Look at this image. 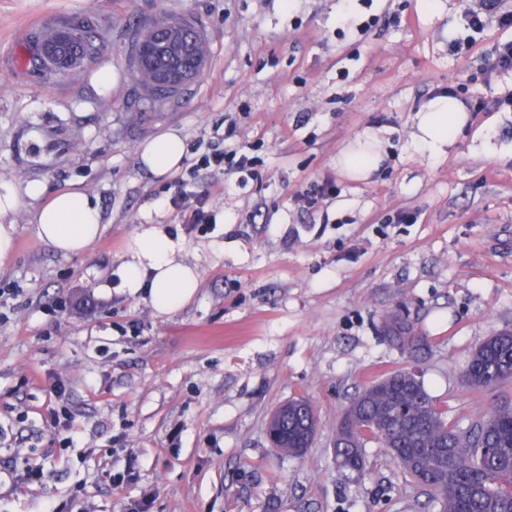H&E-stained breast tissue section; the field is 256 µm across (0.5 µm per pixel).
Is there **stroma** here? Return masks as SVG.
<instances>
[{"label":"stroma","mask_w":512,"mask_h":512,"mask_svg":"<svg viewBox=\"0 0 512 512\" xmlns=\"http://www.w3.org/2000/svg\"><path fill=\"white\" fill-rule=\"evenodd\" d=\"M477 4L356 0L353 20L374 21L361 40L338 32V0H0V183H38L47 197L81 188L103 211L82 255L38 238L39 200L6 218L0 466L43 475L30 487L0 479V512H431L380 443L352 472L334 439L359 389L413 366L450 424L512 405V381L462 380L474 350L512 329V112L469 116L439 156L415 138L442 89L486 101L512 90V73L483 71L497 23L448 47ZM162 16L198 21L209 54L155 103L131 53L138 26ZM82 20L105 46L97 59L63 74L29 65L39 30ZM105 65L118 75L106 95L91 82ZM171 127L187 155L177 177L157 178L137 151ZM368 133L384 160L357 180L339 158ZM244 143L259 147L257 180L195 171L201 155ZM178 177L208 192L215 223L185 228L167 203ZM326 178L340 196L299 208L295 196ZM400 211L417 223H394ZM144 224L165 225L200 275L194 300L168 315L120 289ZM403 307L427 339L412 355L384 331ZM300 398L319 424L293 456L270 446L265 423ZM131 454V477L115 482Z\"/></svg>","instance_id":"35a3bbf8"}]
</instances>
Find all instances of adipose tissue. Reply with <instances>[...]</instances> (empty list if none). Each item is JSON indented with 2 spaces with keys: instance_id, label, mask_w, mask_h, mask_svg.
Instances as JSON below:
<instances>
[{
  "instance_id": "ef3b65f1",
  "label": "adipose tissue",
  "mask_w": 512,
  "mask_h": 512,
  "mask_svg": "<svg viewBox=\"0 0 512 512\" xmlns=\"http://www.w3.org/2000/svg\"><path fill=\"white\" fill-rule=\"evenodd\" d=\"M467 120L454 99H432L418 115L417 141L431 152L442 153ZM186 154L185 137L175 128L166 129L144 143L138 151L141 167L154 176L177 172ZM42 198L34 216L39 238L64 255L87 252L100 235L103 216L97 197L71 188L43 198L40 185L28 184L24 192L0 189V260L13 248L14 225L3 218L18 210L23 197ZM183 246L163 225L143 226L133 238L127 259L118 270L122 287L133 296H143L161 315L173 313L190 303L199 287L197 270L182 258Z\"/></svg>"
}]
</instances>
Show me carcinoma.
<instances>
[{"instance_id":"carcinoma-1","label":"carcinoma","mask_w":512,"mask_h":512,"mask_svg":"<svg viewBox=\"0 0 512 512\" xmlns=\"http://www.w3.org/2000/svg\"><path fill=\"white\" fill-rule=\"evenodd\" d=\"M187 18L166 17L141 33L137 46L149 52L174 27L184 29ZM181 63L161 61L155 69L136 68V80L157 99L175 96L185 84L181 75L205 62L208 45L200 30L178 37ZM60 47L64 58L42 59V52ZM100 50L88 24L45 29L31 47L29 62L37 68L67 70ZM391 341L410 352L419 351L424 336L408 313L390 317ZM466 382L476 388L512 379V331H500L473 352L465 370ZM288 412L275 420L273 445L299 455L310 447L318 424L313 405L304 399L286 404ZM379 441L406 473L428 492L436 512H512V408L494 410L466 428L448 425L423 383L410 381L405 371L389 374L359 393L336 423V462L349 470L363 469V448Z\"/></svg>"}]
</instances>
